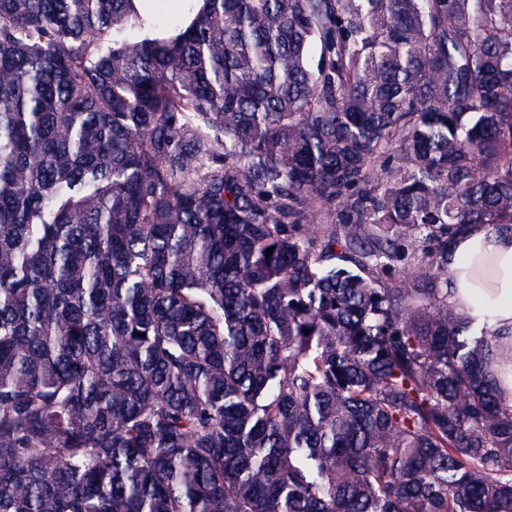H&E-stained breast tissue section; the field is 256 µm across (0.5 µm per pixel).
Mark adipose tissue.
Masks as SVG:
<instances>
[{"instance_id":"ef3b65f1","label":"adipose tissue","mask_w":512,"mask_h":512,"mask_svg":"<svg viewBox=\"0 0 512 512\" xmlns=\"http://www.w3.org/2000/svg\"><path fill=\"white\" fill-rule=\"evenodd\" d=\"M448 297L457 311L488 313L500 349L512 350V224H470L448 242Z\"/></svg>"}]
</instances>
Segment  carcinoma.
Masks as SVG:
<instances>
[{
    "instance_id": "carcinoma-1",
    "label": "carcinoma",
    "mask_w": 512,
    "mask_h": 512,
    "mask_svg": "<svg viewBox=\"0 0 512 512\" xmlns=\"http://www.w3.org/2000/svg\"><path fill=\"white\" fill-rule=\"evenodd\" d=\"M145 25L0 0V512H512V0ZM449 300L463 316L484 310L512 351V224H468L448 242Z\"/></svg>"
}]
</instances>
